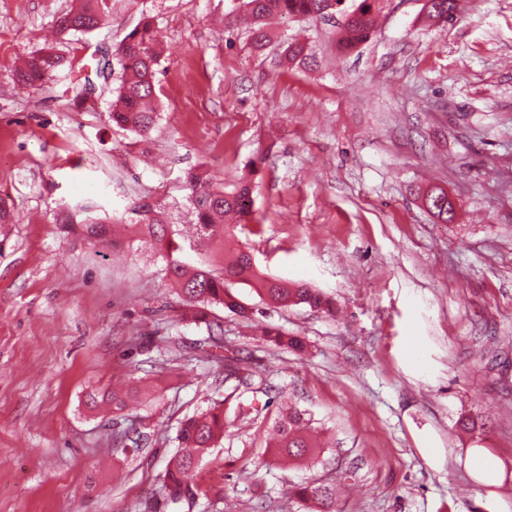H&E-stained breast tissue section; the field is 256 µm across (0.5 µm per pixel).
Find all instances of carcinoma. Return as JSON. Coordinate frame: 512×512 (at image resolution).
Listing matches in <instances>:
<instances>
[{"label": "carcinoma", "instance_id": "cac0c4a2", "mask_svg": "<svg viewBox=\"0 0 512 512\" xmlns=\"http://www.w3.org/2000/svg\"><path fill=\"white\" fill-rule=\"evenodd\" d=\"M382 0H240L239 8L252 18L249 43L264 51L272 41L268 20L273 16L293 21L318 22L335 14L342 18L338 45L350 50L369 42L375 34L377 21L383 10ZM454 0H426L423 9L428 16L446 22L453 19ZM110 11V0H75V5L56 21L63 34H88L98 29ZM122 76L110 102L109 121L113 125L144 134L151 131L158 119L156 85L161 65V48L154 23L148 17L141 20L117 49ZM282 59L292 67L310 66L314 57L309 47L293 38L284 43ZM72 66L65 55L52 48L33 54L25 68L18 73L20 80L33 84L41 82L64 68ZM187 202L194 217L198 234L209 239L218 234H234L238 225L252 215V181L242 180L231 192L216 186L203 172H192L186 177ZM429 207L443 222L453 220L448 214V198L444 190L430 193ZM115 224H129L140 242L150 245L166 260V275L182 296L185 307L182 320L204 326L205 337L199 345L213 348L208 361L216 368L240 374L244 359L229 347H224V328L212 320L213 310L227 309L240 316L248 315L247 308L237 301L232 292L238 284L250 286L267 303L280 307L307 305L325 313L333 312L332 301L322 292L306 284H290L264 276L255 268L252 254L240 250L224 257V268L217 273L204 262L190 265L174 256L173 218L164 205L153 200H142L123 212L110 217ZM68 230H78L97 245L109 244V223L94 215H87L76 224H66ZM268 342L277 348L301 352L302 341L289 337L276 328L265 331ZM226 422L220 405H213L184 418L176 431L177 447L172 454L163 478L168 491L167 502L176 509L196 506V494L187 478L200 460L224 437ZM273 437L267 451L275 458L297 464L321 453L316 434L306 411L296 406L278 408L273 425ZM336 488L309 483L295 486L288 496L310 505L311 512H337Z\"/></svg>", "mask_w": 512, "mask_h": 512}]
</instances>
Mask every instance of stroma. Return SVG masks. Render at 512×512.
I'll list each match as a JSON object with an SVG mask.
<instances>
[{
	"label": "stroma",
	"mask_w": 512,
	"mask_h": 512,
	"mask_svg": "<svg viewBox=\"0 0 512 512\" xmlns=\"http://www.w3.org/2000/svg\"><path fill=\"white\" fill-rule=\"evenodd\" d=\"M72 4L0 0V198L12 213L0 224V512H172L176 429L214 401L256 411L192 476L202 512H301L288 489L312 480L343 481L339 512H512V0H456L447 23L424 0H389L374 38L346 54L335 27L273 20L274 36L312 45L309 69L275 46L253 52L245 25L227 32L237 0H112L101 28L59 35ZM146 16L162 42L161 117L138 135L108 107L117 48ZM48 46L72 72L46 91L19 84L16 64ZM106 63L111 77H97ZM191 170L228 189L252 176L251 221L197 241ZM435 188L458 202L452 223L423 203ZM146 196L175 218L184 256L219 271L247 248L266 276L334 300L331 314L277 307L241 285L249 317L216 310L270 395L232 397L158 253L122 231L95 246L57 222L90 200L101 216ZM267 324L304 353L266 344ZM135 383L153 392L123 411L87 403ZM283 398L330 440L308 466L265 448ZM129 427L142 447L117 445Z\"/></svg>",
	"instance_id": "stroma-1"
}]
</instances>
